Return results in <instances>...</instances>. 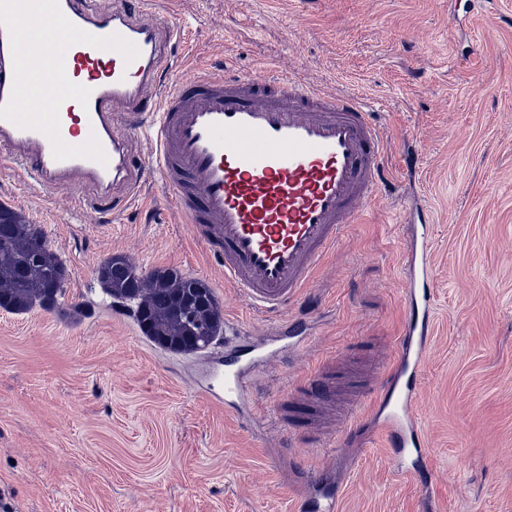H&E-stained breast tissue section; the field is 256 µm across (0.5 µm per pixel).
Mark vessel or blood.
Wrapping results in <instances>:
<instances>
[{"mask_svg": "<svg viewBox=\"0 0 512 512\" xmlns=\"http://www.w3.org/2000/svg\"><path fill=\"white\" fill-rule=\"evenodd\" d=\"M78 28L98 37L117 34L133 42L139 55L125 62L115 50L77 44L68 68L89 88L87 104L75 100L59 109L60 136L71 146L97 137L107 158L54 156L43 133L0 119V158L32 185L81 182L101 192L136 185L138 172L126 148V131L152 134L156 168L188 223L204 227L214 254L224 258V281L256 310L281 312L309 286L322 257L347 224L381 194L386 138L376 113L361 97L328 94L293 78L260 84L234 73L198 77L179 84L171 100L153 107L168 69L166 46L177 39L138 0H58ZM14 84L10 36L0 26V107ZM429 231L400 254L410 270L406 285L409 316L397 341L399 358L376 401L379 426L398 457L423 455L425 437L414 413L424 352L434 330L435 280ZM275 356L299 351L308 339L297 320L278 330ZM257 357L228 363L224 393L234 398L250 381ZM301 387L318 399L336 387L325 370L305 376Z\"/></svg>", "mask_w": 512, "mask_h": 512, "instance_id": "obj_1", "label": "vessel or blood"}]
</instances>
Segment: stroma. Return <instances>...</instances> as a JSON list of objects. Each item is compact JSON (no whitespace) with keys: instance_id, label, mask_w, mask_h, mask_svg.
<instances>
[{"instance_id":"35a3bbf8","label":"stroma","mask_w":512,"mask_h":512,"mask_svg":"<svg viewBox=\"0 0 512 512\" xmlns=\"http://www.w3.org/2000/svg\"><path fill=\"white\" fill-rule=\"evenodd\" d=\"M152 2L184 36L158 102L229 65L362 96L381 115L397 193L347 225L276 314L225 284L145 135H128L142 167L133 204L121 188L33 187L0 163V205L39 225L67 267L55 307L0 309V512H305L324 493L341 512H512V0H482L453 31V0ZM408 204L433 217L435 333L415 402L429 453L400 481L373 402L322 444L310 423L323 403L299 381L358 366L367 391L383 389L408 314ZM115 254L141 273L206 280L225 333L196 354L155 346L101 289L97 269ZM283 316L306 319L311 342L254 372L240 419L206 396L205 375Z\"/></svg>"}]
</instances>
